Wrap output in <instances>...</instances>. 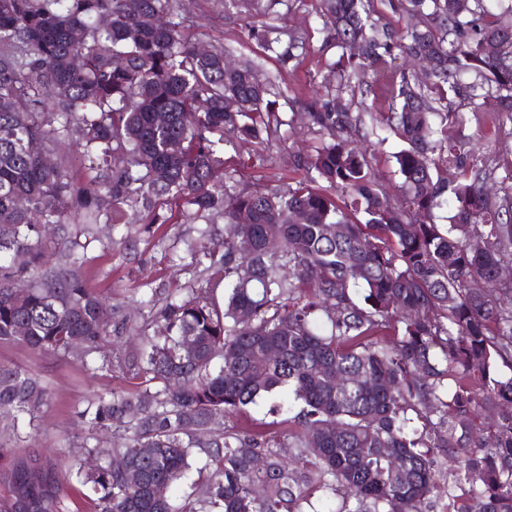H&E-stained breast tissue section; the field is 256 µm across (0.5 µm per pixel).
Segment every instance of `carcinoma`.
<instances>
[{
  "label": "carcinoma",
  "instance_id": "1",
  "mask_svg": "<svg viewBox=\"0 0 512 512\" xmlns=\"http://www.w3.org/2000/svg\"><path fill=\"white\" fill-rule=\"evenodd\" d=\"M489 2L470 0L464 13L457 0L391 2L426 17L396 32L363 0H325L323 31L341 49L338 91L365 83L366 69L395 49L431 59L427 81L402 78V102L383 123L408 144L395 156L405 186L397 201L372 188L366 150L341 138L355 118L334 97L308 113L330 137L308 161L315 177L238 187L224 146L243 138L264 150L286 125L279 100L288 95L257 81L250 60L228 69L222 48L199 56L182 0H0V344L140 380L134 392L87 400L81 450L97 457L92 470L72 448H0L9 487L0 512H66L67 486L81 488L93 512H512V286L497 277L512 259V224L502 222L512 199L488 195L487 170L464 161L432 123L450 94L492 97L512 112V54L485 51L512 41V9L505 18ZM158 14L165 24L146 21ZM257 42L286 68L298 39ZM75 53L77 68L68 62ZM73 122L88 169L119 158L110 183L95 175L75 187L63 163L47 166L30 149L50 147ZM441 164L461 169L451 190ZM337 192L365 222L349 219ZM103 193L116 214L141 205L148 224L168 221L169 199L224 217V236L201 246L202 272L224 283V306L208 294L167 300L155 312L164 332L122 350L77 251ZM74 195L85 203L82 227L51 256L42 225L70 223ZM448 202L455 214L445 228L431 215ZM244 210L249 224L237 223ZM336 224L338 236L328 233ZM271 237L276 252L266 249ZM475 238L484 249H471ZM269 345L280 357L263 363ZM282 391L303 403L283 438L224 428V416ZM46 399L37 376L0 364L1 413L33 422ZM422 409L434 418L409 430L408 414ZM482 411L496 416L487 428L477 423ZM114 420L126 435L98 438ZM437 450L461 470L451 484ZM129 469L141 474L136 488ZM193 471L204 495H155L154 486ZM320 491L333 498L307 509Z\"/></svg>",
  "mask_w": 512,
  "mask_h": 512
}]
</instances>
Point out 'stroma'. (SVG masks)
I'll use <instances>...</instances> for the list:
<instances>
[{
    "label": "stroma",
    "instance_id": "1",
    "mask_svg": "<svg viewBox=\"0 0 512 512\" xmlns=\"http://www.w3.org/2000/svg\"><path fill=\"white\" fill-rule=\"evenodd\" d=\"M189 33L194 40L214 47H226L232 60L254 57L258 45L252 29L267 24L281 34L299 36L301 42L296 57L287 70H280L274 59H266L262 75L277 76L289 96L294 97L291 131L274 141L265 153H258L256 144L237 140L227 147L225 159L237 168L241 186L249 188L296 185L310 177L304 163L319 146V134L308 131L301 118L305 101L325 93L336 84L331 67L337 51L325 44L321 32L322 0H289L278 6L275 14L265 16L244 4L232 5L228 0H185ZM410 61L393 53L386 65L372 73L371 87L356 93L348 105L360 121L350 131L352 138L370 134L392 109V92L398 89L402 76L414 75ZM436 123L445 129L450 140L461 146L467 158L482 163L494 179L493 189L499 195L512 197V113L500 111L495 101L470 103L461 97H449L446 112L437 116ZM403 147L395 135L369 148V160L376 190L400 197L402 177L395 155ZM185 203L172 206V218L165 224L139 221L133 210L123 217L102 220L96 241L84 249L85 279L109 302L123 303L127 320L119 335L130 328L151 323L153 331H161V323L152 322V310L144 306L147 298L164 301L168 295H189L204 287V275L195 262L192 249L201 240L207 225H222V218L210 215L191 218ZM18 366L38 375L49 392L43 413L35 422L27 418L13 419L0 414V428L18 424L19 437H7L0 443L24 453L28 444L42 448H76L87 434L81 416L88 398L111 391L130 392L135 381L121 372L92 371L75 359H63L26 346L0 345V364Z\"/></svg>",
    "mask_w": 512,
    "mask_h": 512
}]
</instances>
